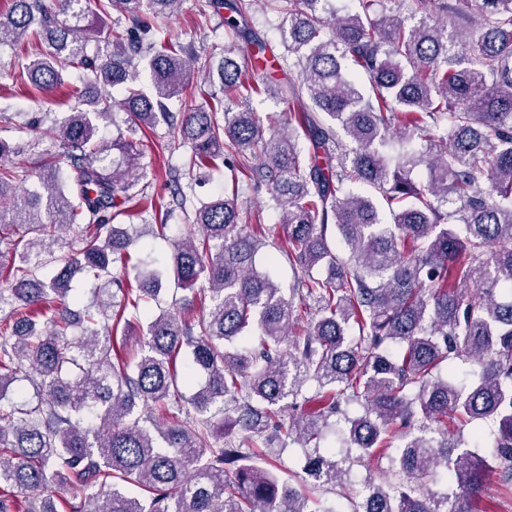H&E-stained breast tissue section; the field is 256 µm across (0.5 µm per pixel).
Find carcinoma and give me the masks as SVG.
Returning a JSON list of instances; mask_svg holds the SVG:
<instances>
[{
  "label": "carcinoma",
  "instance_id": "obj_1",
  "mask_svg": "<svg viewBox=\"0 0 512 512\" xmlns=\"http://www.w3.org/2000/svg\"><path fill=\"white\" fill-rule=\"evenodd\" d=\"M180 2L98 0L128 22L103 39L82 25L89 0L0 13V44L39 28L33 90L69 67L128 90L117 103L71 88L83 107L50 136L64 159L35 167L37 189L13 188L30 174L0 141V512H345L283 478L276 442L302 449L314 487L388 458L405 480L364 478L351 512H473L485 474L512 486V0H358L343 15L330 0H206L227 11L216 66L156 24ZM257 7L279 15L283 47L282 77L261 83L236 60ZM140 61L149 94L132 88ZM197 71L217 72L219 91L197 85L210 109L178 119L166 102ZM266 93L284 106L269 136L250 108ZM116 105L132 132L162 121L189 148L171 179L186 224L162 272L131 253L136 225L112 224L171 210L111 160L137 142L98 137ZM220 167L231 193L187 196ZM242 177L287 227L288 296L256 267L265 240L238 207ZM117 262L137 276L114 292ZM74 267L101 281L82 310ZM164 276L202 313L188 298L172 299L178 314L152 308ZM20 380L32 396H8ZM441 480L451 493L430 488Z\"/></svg>",
  "mask_w": 512,
  "mask_h": 512
}]
</instances>
